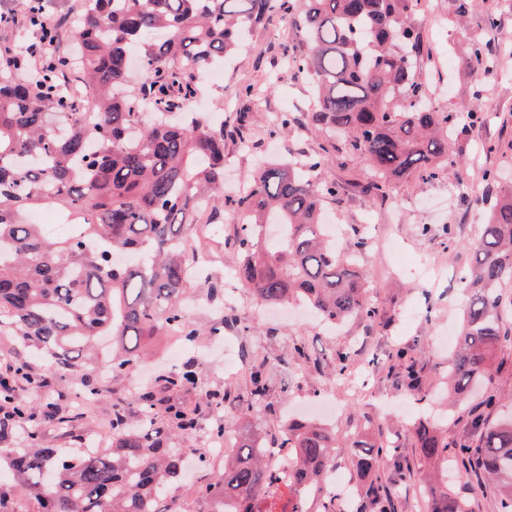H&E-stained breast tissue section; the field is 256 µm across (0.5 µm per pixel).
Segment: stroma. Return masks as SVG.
<instances>
[{
    "mask_svg": "<svg viewBox=\"0 0 512 512\" xmlns=\"http://www.w3.org/2000/svg\"><path fill=\"white\" fill-rule=\"evenodd\" d=\"M436 9L442 17V29H434L430 20L418 16L427 50L422 67L430 85H443L447 96L436 101L437 109L468 102L476 83L477 67L469 59L473 41L499 44L512 43V8L503 0H473L469 17L456 24L452 0H437ZM495 15L497 27H487V15ZM288 27L279 16H272L251 32L242 50L224 64V84L211 93L207 101L216 106L223 102H238L245 88H252L249 120L252 129L247 145L226 143L224 148V184L227 195L242 190L246 174L257 159H284L297 155H320L321 168L343 187L342 194L330 198L325 210L343 230H359L371 244L361 256L359 265L367 275L370 296L377 305L380 320L371 324L354 320L338 331H330L314 316L301 317L276 312L260 317L254 313V300L245 288L236 286L230 269L236 255L217 242L218 237H231L237 230V215L223 207L218 225H193L199 244L208 252L204 259L206 271L192 282L194 291L188 302L195 309L190 315L198 328L218 326L222 319L233 316L247 326V333L225 331L241 366H249L251 357L264 359L272 371L271 390L267 404L253 412H245L236 402L225 403L222 417H215L206 404L211 390L224 386L244 388V375L227 377L224 358L214 353L213 337L207 336L191 350L181 351V359H194L200 365L199 383L186 397L187 402L200 407L199 426L212 432L217 419H224L226 434L235 441L247 437L261 438L263 446L279 444L282 429L293 415L295 400H310L326 395L336 402L338 410L331 429L340 441L365 439L371 442H391L408 460L412 472L401 476L391 474L393 490L401 503V512H426V498L421 486L423 477L441 471L442 464L420 457L415 446L413 424L400 415L398 407L406 403L416 414L437 417L440 427L451 440H466L469 433L464 420L449 419L445 396L448 374V349L441 336L456 330L464 307L461 277L467 265L466 242L475 238L497 191L482 178L484 168L494 166L500 174V185H512V154H487L484 144L490 140L512 141V56L498 60L497 75L484 83L482 110L484 125L466 137L452 138L448 145V162L438 179L425 182L411 176L397 183L389 197L366 201L358 188L364 181V164L355 161L343 143L332 136L308 131L296 125L292 132L279 135L273 131L277 115L291 112L304 116L310 111L309 88L288 70H281L276 85L265 79L270 64L287 45ZM450 49L449 69L433 66V53ZM459 227L460 247L445 248L439 235L442 227ZM431 227L422 235V227ZM235 291L237 301L226 306L223 299L206 296L211 285ZM301 340L309 354L308 360L293 358L288 345ZM408 344L416 348L427 375L426 400L398 385L384 370L373 367V357ZM353 346L357 366L366 369V384L336 379L329 368L313 370V360L325 359L330 349ZM107 359H100L89 375H75L69 383L52 382L36 389L27 382L16 384L18 397L28 404H43L64 396L76 414V433L42 425L43 438L69 456L81 455L87 445H112V396L127 393L131 374L127 371L110 373ZM96 382L99 394L93 404H83L77 396L85 381ZM224 472L223 464L207 463L195 473L182 476L169 486L161 501L169 512H211V499L197 495L199 486L218 483Z\"/></svg>",
    "mask_w": 512,
    "mask_h": 512,
    "instance_id": "stroma-1",
    "label": "stroma"
}]
</instances>
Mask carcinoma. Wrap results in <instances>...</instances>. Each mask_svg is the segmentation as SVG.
Returning a JSON list of instances; mask_svg holds the SVG:
<instances>
[{
	"label": "carcinoma",
	"mask_w": 512,
	"mask_h": 512,
	"mask_svg": "<svg viewBox=\"0 0 512 512\" xmlns=\"http://www.w3.org/2000/svg\"><path fill=\"white\" fill-rule=\"evenodd\" d=\"M418 0H84L76 22L71 67L32 70L24 47L0 70V329L48 360L50 376L65 380L89 371L112 341V370L142 363L148 338L172 336L192 344L200 332L180 304L192 274L184 251L187 230L202 204L224 196V137L249 140L247 109L217 124L207 114L179 113L197 94L198 72L243 47L245 27L273 14L289 24L281 66L312 86L315 106L305 116L316 130L339 134L366 165L367 194H389L412 175L432 181L448 160L458 114L428 104L420 72L423 43L416 27ZM28 26L46 40L58 32L43 21L41 0H19ZM139 48L142 82L127 90L131 54ZM498 49L479 41L470 60L495 67ZM317 157L268 161L245 177L244 190L226 200L242 223L228 248L237 256L235 277L268 306L306 303L326 322L374 323L379 311L356 269L368 239L359 233L338 242L326 233L323 204L341 186L319 174ZM51 206L72 225L63 238L28 221L30 210ZM471 262L458 344L448 381L456 400L469 384L489 378L501 344L512 340L503 312L512 297V190L492 205ZM401 385L419 391L423 368L407 346L378 360ZM347 347L329 365L338 379L351 375ZM199 364L189 360L159 373L165 396L148 392L118 398L112 447L78 458L56 448H0V469L13 488L35 495L43 512H167L158 494L182 473L175 433L197 428V411L180 400L195 389ZM270 376L252 362L242 392L215 389L206 402L221 409L241 401L262 405ZM491 392L481 408H456L471 435L482 441L448 442L434 425L414 426L426 460L452 462L456 476L481 477L498 492L499 512H512V418L496 422ZM0 437L15 418L54 423L70 433L74 417L53 402L34 411L17 401L12 380L0 376ZM336 434L313 421L290 420L282 430L288 449V485L280 488L249 438L224 461L218 485L199 489L224 505L222 512H340L336 499L310 506L303 490L320 485L336 466ZM358 482L355 512H396L381 462L397 448L349 445ZM427 512H469L448 488V474L425 486Z\"/></svg>",
	"instance_id": "1"
}]
</instances>
